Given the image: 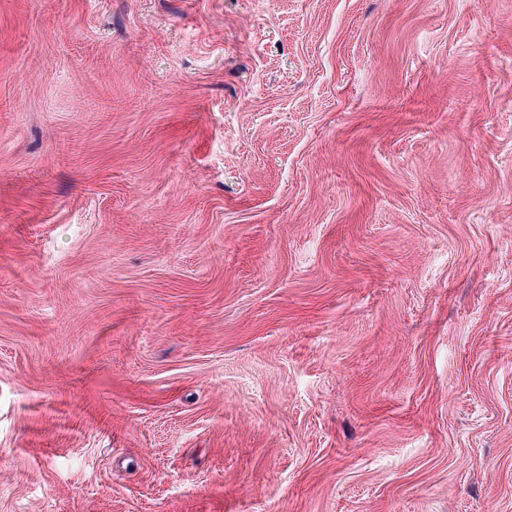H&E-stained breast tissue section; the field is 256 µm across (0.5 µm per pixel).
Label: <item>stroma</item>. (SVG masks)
I'll return each mask as SVG.
<instances>
[{
	"label": "stroma",
	"instance_id": "stroma-1",
	"mask_svg": "<svg viewBox=\"0 0 512 512\" xmlns=\"http://www.w3.org/2000/svg\"><path fill=\"white\" fill-rule=\"evenodd\" d=\"M0 512H512V0H0Z\"/></svg>",
	"mask_w": 512,
	"mask_h": 512
}]
</instances>
